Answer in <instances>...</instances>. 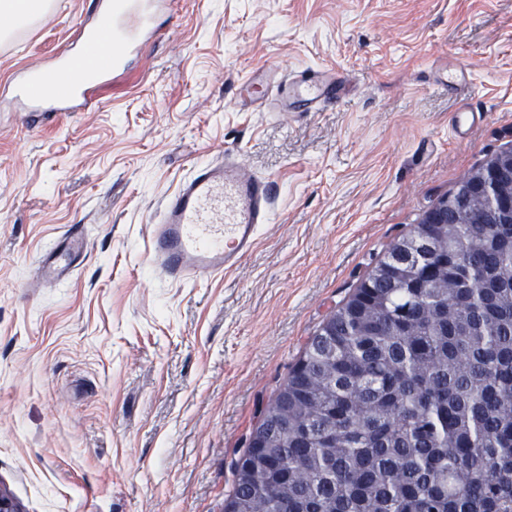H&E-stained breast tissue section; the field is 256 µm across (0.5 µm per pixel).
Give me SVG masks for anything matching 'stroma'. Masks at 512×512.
I'll return each instance as SVG.
<instances>
[{
	"label": "stroma",
	"instance_id": "35a3bbf8",
	"mask_svg": "<svg viewBox=\"0 0 512 512\" xmlns=\"http://www.w3.org/2000/svg\"><path fill=\"white\" fill-rule=\"evenodd\" d=\"M86 0L0 40V85L66 45ZM102 104L0 112V493L20 512H224L232 463L306 343L424 212L512 149V0H183ZM335 70L347 95L270 112L249 72ZM469 84L435 89L451 68ZM483 112L457 139L449 117ZM240 149L273 220L224 276L176 286L145 244L193 165ZM85 261L39 253L70 225ZM87 242L81 228L71 227L40 256L36 276L46 284H54L72 277L76 265L85 258Z\"/></svg>",
	"mask_w": 512,
	"mask_h": 512
}]
</instances>
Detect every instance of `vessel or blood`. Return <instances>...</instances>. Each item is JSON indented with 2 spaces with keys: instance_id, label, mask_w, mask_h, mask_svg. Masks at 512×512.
Segmentation results:
<instances>
[{
  "instance_id": "vessel-or-blood-1",
  "label": "vessel or blood",
  "mask_w": 512,
  "mask_h": 512,
  "mask_svg": "<svg viewBox=\"0 0 512 512\" xmlns=\"http://www.w3.org/2000/svg\"><path fill=\"white\" fill-rule=\"evenodd\" d=\"M74 22L68 49L45 65L18 71L0 88V99L55 122L98 109L100 88L123 76L130 60L164 35V18L174 17L180 0H91ZM269 103L274 112H314L336 93V77L306 69L278 80ZM274 186L247 169L240 155L196 164L167 196L146 243L147 259L174 284L195 282L236 268L272 221ZM87 253L81 228L63 233L40 256L36 276L46 284L72 277Z\"/></svg>"
}]
</instances>
